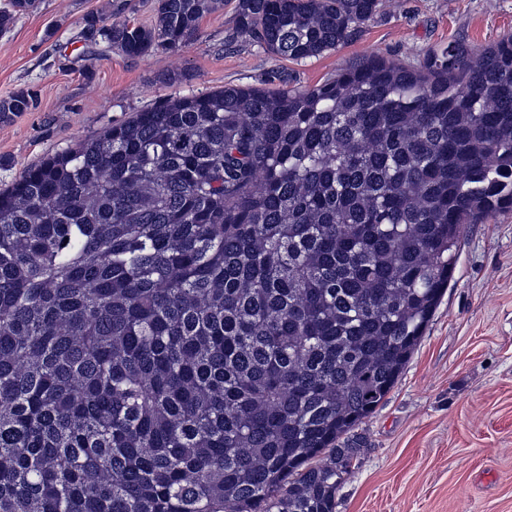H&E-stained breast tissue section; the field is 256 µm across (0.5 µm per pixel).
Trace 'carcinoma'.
<instances>
[{"label": "carcinoma", "mask_w": 512, "mask_h": 512, "mask_svg": "<svg viewBox=\"0 0 512 512\" xmlns=\"http://www.w3.org/2000/svg\"><path fill=\"white\" fill-rule=\"evenodd\" d=\"M35 0H10L0 32ZM224 0L90 12L103 58L177 51ZM380 0H237L299 61ZM167 99L0 191V512H336L454 278L512 209V37L370 55L308 89ZM37 94L0 99V123Z\"/></svg>", "instance_id": "carcinoma-1"}]
</instances>
